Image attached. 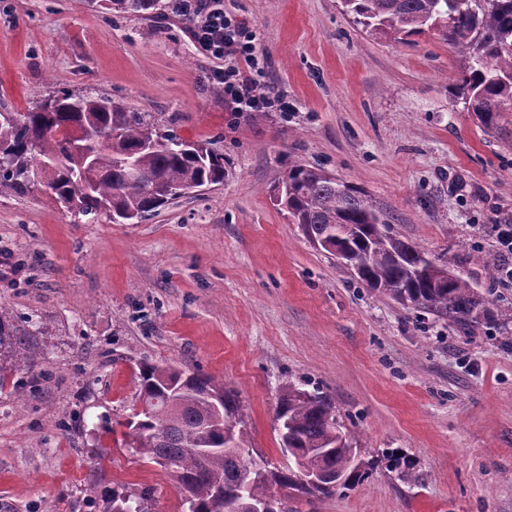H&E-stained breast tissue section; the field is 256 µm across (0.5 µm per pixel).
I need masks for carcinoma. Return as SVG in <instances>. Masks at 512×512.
Instances as JSON below:
<instances>
[{"mask_svg":"<svg viewBox=\"0 0 512 512\" xmlns=\"http://www.w3.org/2000/svg\"><path fill=\"white\" fill-rule=\"evenodd\" d=\"M126 13L146 14L160 0H110ZM347 13L365 28L395 40L427 30L463 53L455 96L485 126L512 105V0H343ZM133 159L137 174L129 172ZM0 195L27 190L29 168L61 161L53 175L55 202L77 219L105 217L138 224L199 182L224 181V156L204 143L188 142L125 105L91 92L61 91L17 118L0 113ZM277 205L287 212L313 246L341 252L352 277L373 292L411 306L472 333L482 324L512 322L472 284L394 233L384 214L360 188L340 184L321 169L288 162L276 186ZM17 358L32 370L42 360L33 335L14 323L0 304V356ZM139 410L123 423L124 445L142 461L174 470L183 488L182 512H225L241 482L238 452L251 454L241 427V405L234 390L176 365H138ZM277 417L280 446L294 466L266 472L248 485L253 500L296 491L330 497L365 478L370 462L355 469L352 441L342 431L336 403L327 394L290 381L280 393ZM327 476L325 486L303 491L300 467ZM149 488L121 483L103 495L105 512L145 505Z\"/></svg>","mask_w":512,"mask_h":512,"instance_id":"cac0c4a2","label":"carcinoma"}]
</instances>
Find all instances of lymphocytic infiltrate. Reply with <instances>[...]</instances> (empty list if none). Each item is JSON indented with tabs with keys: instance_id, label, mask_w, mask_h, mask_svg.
I'll return each mask as SVG.
<instances>
[{
	"instance_id": "obj_1",
	"label": "lymphocytic infiltrate",
	"mask_w": 512,
	"mask_h": 512,
	"mask_svg": "<svg viewBox=\"0 0 512 512\" xmlns=\"http://www.w3.org/2000/svg\"><path fill=\"white\" fill-rule=\"evenodd\" d=\"M170 9L188 22L198 50L219 60L212 81L230 111H284L281 96L264 79V52L252 25L227 13L224 0H170Z\"/></svg>"
}]
</instances>
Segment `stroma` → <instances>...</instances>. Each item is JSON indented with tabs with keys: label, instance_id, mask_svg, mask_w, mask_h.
<instances>
[{
	"label": "stroma",
	"instance_id": "1",
	"mask_svg": "<svg viewBox=\"0 0 512 512\" xmlns=\"http://www.w3.org/2000/svg\"><path fill=\"white\" fill-rule=\"evenodd\" d=\"M224 6L254 26L288 113L229 112L169 7L0 0V112L90 91L210 142L227 170L139 224L74 221L42 186L0 196V303L43 357L24 398L0 392V512H103L114 482L154 487L149 512H180L175 476L102 432L138 408L142 362L234 389L250 446L279 466L281 386L333 397L371 470L290 512H512V323L468 335L372 292L273 199L289 161L325 169L511 308L494 227L512 224V108L484 126L452 94L457 48L363 28L341 0Z\"/></svg>",
	"mask_w": 512,
	"mask_h": 512
}]
</instances>
